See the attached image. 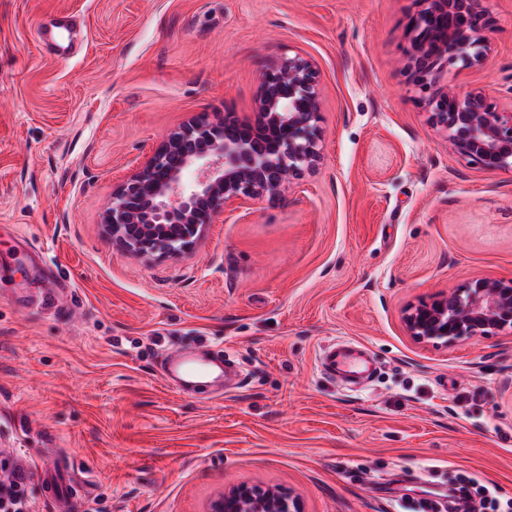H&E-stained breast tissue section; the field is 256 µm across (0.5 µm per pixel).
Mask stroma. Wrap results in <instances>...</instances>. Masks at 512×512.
<instances>
[{
  "label": "stroma",
  "mask_w": 512,
  "mask_h": 512,
  "mask_svg": "<svg viewBox=\"0 0 512 512\" xmlns=\"http://www.w3.org/2000/svg\"><path fill=\"white\" fill-rule=\"evenodd\" d=\"M458 95L512 108V0ZM415 0H0V262L17 240L51 270L0 284V464L28 512H206L224 488L278 486L303 512H414L409 491L471 482L512 502V333L448 347L404 308L512 279V173L454 152L409 83ZM85 22L67 62L38 22ZM319 73L321 161L225 213L195 247L145 260L106 234L113 190L191 119L252 117L281 55ZM63 291L53 308L18 296ZM368 349L354 386L322 378L331 340ZM224 350L219 397L159 376L173 350Z\"/></svg>",
  "instance_id": "obj_1"
}]
</instances>
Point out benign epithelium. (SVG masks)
Masks as SVG:
<instances>
[{
  "label": "benign epithelium",
  "mask_w": 512,
  "mask_h": 512,
  "mask_svg": "<svg viewBox=\"0 0 512 512\" xmlns=\"http://www.w3.org/2000/svg\"><path fill=\"white\" fill-rule=\"evenodd\" d=\"M412 17L411 84L451 148L487 172L512 170V111L480 94L463 98L440 83L447 58L471 67L491 50L482 32L490 18L481 0H421ZM319 74L298 55L270 62L255 119L224 115L217 124L192 121L170 134L139 171L112 193L104 223L137 256L164 259L191 249L228 209L280 195L285 184L321 160ZM163 171L159 180L154 174ZM406 333L418 344L448 345L512 329V280L478 279L448 298L409 307ZM208 512H300L277 487L224 490Z\"/></svg>",
  "instance_id": "obj_1"
}]
</instances>
